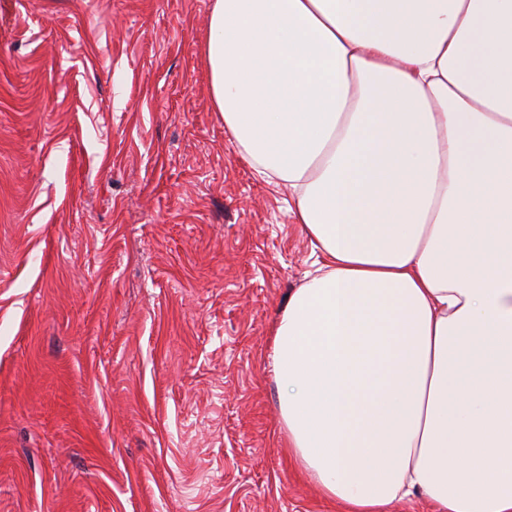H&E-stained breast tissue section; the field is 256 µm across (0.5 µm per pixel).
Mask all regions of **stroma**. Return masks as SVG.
I'll return each instance as SVG.
<instances>
[{"instance_id": "stroma-1", "label": "stroma", "mask_w": 512, "mask_h": 512, "mask_svg": "<svg viewBox=\"0 0 512 512\" xmlns=\"http://www.w3.org/2000/svg\"><path fill=\"white\" fill-rule=\"evenodd\" d=\"M211 0H0V512H343L271 328L318 260L209 97Z\"/></svg>"}]
</instances>
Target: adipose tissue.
I'll list each match as a JSON object with an SVG mask.
<instances>
[{
	"label": "adipose tissue",
	"mask_w": 512,
	"mask_h": 512,
	"mask_svg": "<svg viewBox=\"0 0 512 512\" xmlns=\"http://www.w3.org/2000/svg\"><path fill=\"white\" fill-rule=\"evenodd\" d=\"M210 99L321 260L272 327L345 512H512V0H212Z\"/></svg>",
	"instance_id": "obj_1"
}]
</instances>
